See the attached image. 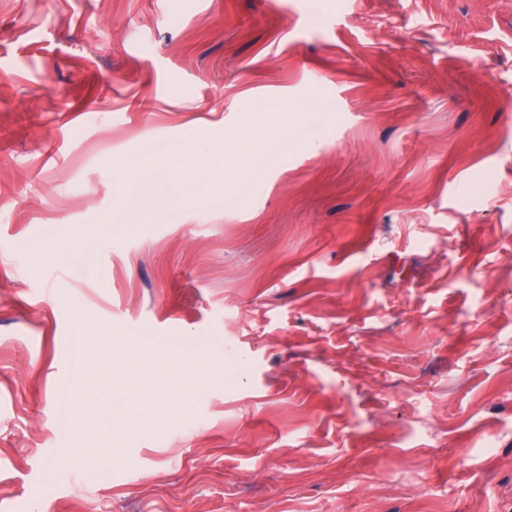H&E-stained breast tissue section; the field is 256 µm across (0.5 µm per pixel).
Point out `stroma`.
<instances>
[{
	"instance_id": "1",
	"label": "stroma",
	"mask_w": 512,
	"mask_h": 512,
	"mask_svg": "<svg viewBox=\"0 0 512 512\" xmlns=\"http://www.w3.org/2000/svg\"><path fill=\"white\" fill-rule=\"evenodd\" d=\"M0 512H512V0H0ZM87 338L94 353V358L89 363L88 369L99 378L101 385L97 393L94 395L83 393L76 396L78 414H80L81 419L82 412L89 403L97 404L98 413L108 410L107 404L102 402L101 397L103 394L107 393L112 386L110 383L111 376L109 374L112 346L111 325L98 324L89 328Z\"/></svg>"
}]
</instances>
